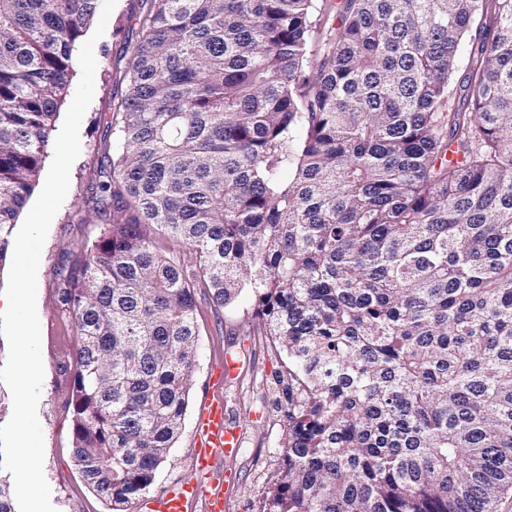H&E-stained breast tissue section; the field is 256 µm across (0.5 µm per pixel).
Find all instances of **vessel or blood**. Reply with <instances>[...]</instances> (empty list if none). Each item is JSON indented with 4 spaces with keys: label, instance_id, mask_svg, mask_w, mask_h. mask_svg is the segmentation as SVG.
<instances>
[{
    "label": "vessel or blood",
    "instance_id": "1",
    "mask_svg": "<svg viewBox=\"0 0 512 512\" xmlns=\"http://www.w3.org/2000/svg\"><path fill=\"white\" fill-rule=\"evenodd\" d=\"M240 429L228 418L224 403L212 401L199 417L194 434L197 481L182 482L146 500V512H194L204 504L206 512H224L223 486L213 477L215 460L234 454L240 445Z\"/></svg>",
    "mask_w": 512,
    "mask_h": 512
}]
</instances>
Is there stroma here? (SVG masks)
Returning <instances> with one entry per match:
<instances>
[{"instance_id": "obj_1", "label": "stroma", "mask_w": 512, "mask_h": 512, "mask_svg": "<svg viewBox=\"0 0 512 512\" xmlns=\"http://www.w3.org/2000/svg\"><path fill=\"white\" fill-rule=\"evenodd\" d=\"M139 8L140 0H117L103 37L94 45L95 93L80 125L81 152L71 168L70 187L51 223L38 269L37 312L45 377L37 415L44 437V476L58 512H109L108 504L83 481L72 455V368L80 338L61 302L60 272L99 232L98 225L80 223V212L107 155L117 151L118 135L107 120L128 69L127 48L141 37L135 20ZM195 301L199 352L185 428L160 466L154 489L160 492L196 478L195 426L208 403L220 398L243 438V447L234 457L220 458L215 464V478L230 480L224 489V512H258L260 500L281 471V445L286 433L280 406L281 362L267 337L255 329L249 292L218 308L209 289L200 287ZM229 355L241 360L242 366L225 376L222 384H215L212 375Z\"/></svg>"}]
</instances>
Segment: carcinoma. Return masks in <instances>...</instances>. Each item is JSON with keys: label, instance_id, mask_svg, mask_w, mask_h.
<instances>
[{"label": "carcinoma", "instance_id": "1", "mask_svg": "<svg viewBox=\"0 0 512 512\" xmlns=\"http://www.w3.org/2000/svg\"><path fill=\"white\" fill-rule=\"evenodd\" d=\"M95 9L0 0V262ZM136 19L81 219L100 232L61 271L88 486L124 512L156 484L203 283L219 307L249 290L283 357L259 512H491L512 486V0H141ZM142 230L154 245L162 248L167 255L181 262L188 272L191 273L196 270L194 256L188 248L173 245L168 241L167 235L157 226L142 227Z\"/></svg>", "mask_w": 512, "mask_h": 512}]
</instances>
